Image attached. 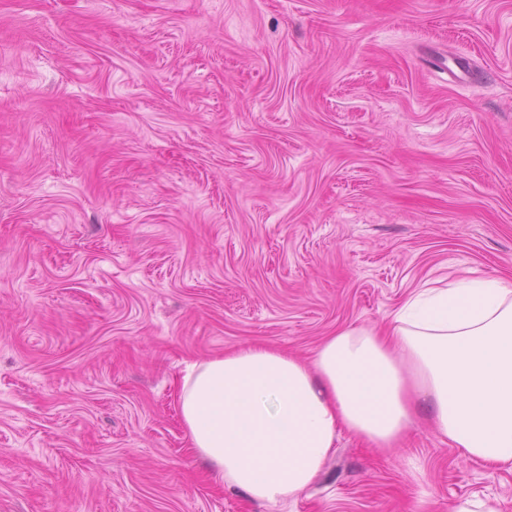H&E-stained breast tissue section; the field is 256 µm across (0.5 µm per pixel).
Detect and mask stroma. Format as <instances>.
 I'll return each mask as SVG.
<instances>
[{"label":"stroma","instance_id":"35a3bbf8","mask_svg":"<svg viewBox=\"0 0 512 512\" xmlns=\"http://www.w3.org/2000/svg\"><path fill=\"white\" fill-rule=\"evenodd\" d=\"M512 279V0H0V512H512L426 421L260 504L191 365Z\"/></svg>","mask_w":512,"mask_h":512}]
</instances>
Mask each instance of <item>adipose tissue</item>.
Masks as SVG:
<instances>
[{
  "mask_svg": "<svg viewBox=\"0 0 512 512\" xmlns=\"http://www.w3.org/2000/svg\"><path fill=\"white\" fill-rule=\"evenodd\" d=\"M178 401L194 452L257 502L308 489L342 434L394 448L419 418L459 458L511 467L512 281L449 277L308 359L256 343L202 360Z\"/></svg>",
  "mask_w": 512,
  "mask_h": 512,
  "instance_id": "ef3b65f1",
  "label": "adipose tissue"
}]
</instances>
